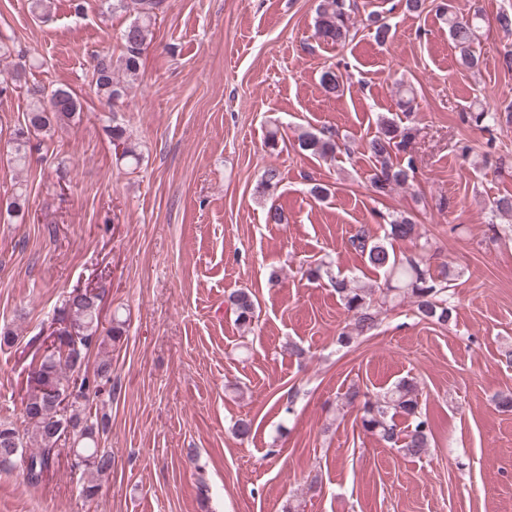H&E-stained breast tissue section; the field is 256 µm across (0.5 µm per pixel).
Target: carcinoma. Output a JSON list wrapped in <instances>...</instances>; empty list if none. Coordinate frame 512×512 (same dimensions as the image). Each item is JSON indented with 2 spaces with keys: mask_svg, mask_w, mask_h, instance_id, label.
I'll use <instances>...</instances> for the list:
<instances>
[{
  "mask_svg": "<svg viewBox=\"0 0 512 512\" xmlns=\"http://www.w3.org/2000/svg\"><path fill=\"white\" fill-rule=\"evenodd\" d=\"M165 0H106L110 11L132 9L134 19L121 34L122 51L117 60L106 54L92 57V76L99 101L112 107L127 94L129 85L139 79L142 58L158 14ZM355 0H320L317 6L315 30L318 38L330 44H343L350 37L355 13ZM481 13L471 17L448 15V34L454 48L458 49L459 62L466 69L479 66V56L473 50L477 22ZM368 27L375 41L384 44L391 36V27L376 13L367 16ZM122 71L125 79L116 77ZM322 88L328 94H337L344 87L341 76L330 68L321 74ZM25 89L28 109L24 124L14 129V162L23 167L28 161L27 147L33 133L47 134L70 124L81 110L76 94L58 87L49 92L37 85H28L26 70L18 66L11 71L0 72V98L10 97L16 90ZM114 150L119 158L139 161L136 145L126 129L114 125L111 129ZM416 136L413 126H400L394 120L381 117L377 132L368 142V151L375 160L371 186L379 195H386L395 188L409 183L414 176L413 158L404 163L393 161V155L406 151ZM298 147L313 155L334 157L338 148L336 130L332 127L304 130L297 137ZM280 173L277 168H267L259 184L260 193L266 194L277 188ZM389 235L394 240L417 238L416 224L408 216H390ZM351 245L364 256L369 266L388 276H394L398 285L386 284L382 298L390 293L413 299L418 315L428 321L446 324L452 317L454 306L448 301V268L434 273L424 265L422 258L407 256L398 259L384 244L370 238L365 230L357 231L350 239ZM326 275L352 321L339 333L337 341L347 345L353 337L363 336L378 323L379 311L373 305L371 292L355 287L345 279L332 275L328 269L310 268L306 275L319 278ZM228 302L236 313V321L244 327L252 325L256 313V301L251 292L237 290L228 296ZM63 314L72 317L84 328V338L76 342L59 338L58 345L44 356L41 364L33 368L29 376V389L24 399L23 422L26 433L12 423H0V449L17 448L19 452L5 459L0 456V471L11 470L16 463L24 466L28 482L41 484L59 455L58 442L62 437L73 440L70 453L72 467L89 475L82 484L81 494L93 499L101 490V480L112 471V453L99 446V435L106 431L109 420L106 414L93 410V401L112 387V344L121 341L125 322L112 319L105 335L99 334L100 321L91 304L76 302L65 297ZM102 355L94 378H79V362L86 359L92 349ZM363 398L360 408V425L364 432L375 435L385 444L394 446L405 457L420 458L429 453L432 430L426 415L421 411L420 391L412 380H402L381 395L374 397L361 393L353 386L345 393L346 402L354 404ZM402 416L407 425L399 426L396 417ZM37 447H27V440Z\"/></svg>",
  "mask_w": 512,
  "mask_h": 512,
  "instance_id": "carcinoma-1",
  "label": "carcinoma"
}]
</instances>
